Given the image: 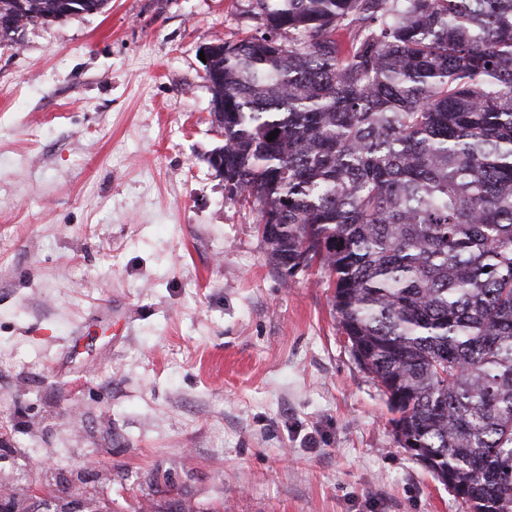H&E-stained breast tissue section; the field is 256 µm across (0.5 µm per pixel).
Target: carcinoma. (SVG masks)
I'll use <instances>...</instances> for the list:
<instances>
[{"instance_id":"carcinoma-1","label":"carcinoma","mask_w":512,"mask_h":512,"mask_svg":"<svg viewBox=\"0 0 512 512\" xmlns=\"http://www.w3.org/2000/svg\"><path fill=\"white\" fill-rule=\"evenodd\" d=\"M78 0H0V46ZM217 45L224 192L316 266L390 423L469 512H512V0H251ZM275 139L267 141L271 132Z\"/></svg>"}]
</instances>
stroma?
<instances>
[{"instance_id":"stroma-1","label":"stroma","mask_w":512,"mask_h":512,"mask_svg":"<svg viewBox=\"0 0 512 512\" xmlns=\"http://www.w3.org/2000/svg\"><path fill=\"white\" fill-rule=\"evenodd\" d=\"M249 0H110L0 47V481L111 512H467L396 440L317 269L282 279L201 48Z\"/></svg>"}]
</instances>
